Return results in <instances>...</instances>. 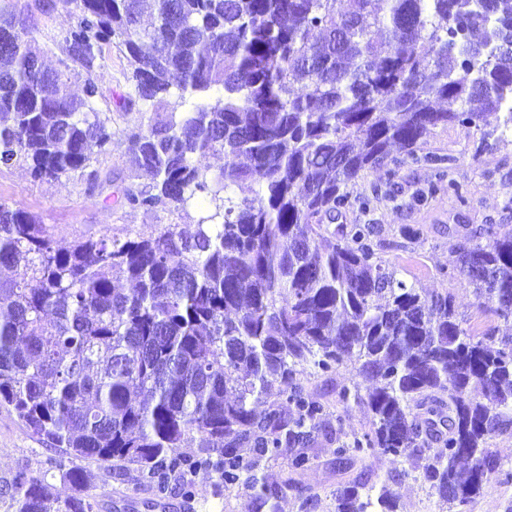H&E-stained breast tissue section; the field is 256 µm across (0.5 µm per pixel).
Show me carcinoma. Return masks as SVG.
Here are the masks:
<instances>
[{"mask_svg":"<svg viewBox=\"0 0 512 512\" xmlns=\"http://www.w3.org/2000/svg\"><path fill=\"white\" fill-rule=\"evenodd\" d=\"M80 13L65 52L84 94L33 45L30 0L0 7V167L33 180L86 172L112 140L93 105L94 62L113 45L153 112L128 136L132 208L208 204L192 233L166 224L56 244L0 199V405L58 452L59 483L25 469L0 480L8 512H95L82 462L137 465L158 498L169 473L207 469L226 485L294 449L286 487L323 439L346 474L369 455L422 463L448 508L500 470L489 444L512 432V339L462 327L452 293L427 294L377 260L375 224L324 219L351 204L370 168L399 165L439 125L495 117L512 131V0H59ZM224 155L212 173L198 163ZM249 195L232 193L245 183ZM456 250L480 306L512 322V235ZM117 280L132 285L120 291ZM351 362L344 386L370 429L326 427L298 367ZM268 404L264 414L255 405ZM196 441L204 456L176 449ZM336 512H396L386 487H336Z\"/></svg>","mask_w":512,"mask_h":512,"instance_id":"1","label":"carcinoma"}]
</instances>
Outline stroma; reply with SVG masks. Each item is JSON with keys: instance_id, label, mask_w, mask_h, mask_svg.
<instances>
[{"instance_id": "obj_1", "label": "stroma", "mask_w": 512, "mask_h": 512, "mask_svg": "<svg viewBox=\"0 0 512 512\" xmlns=\"http://www.w3.org/2000/svg\"><path fill=\"white\" fill-rule=\"evenodd\" d=\"M39 26L34 44L53 67L65 59L64 37L78 21L75 10L44 9L38 14ZM99 74L96 106L108 117L112 140L91 162L100 174L112 177L116 190L130 185L149 184V177H132L127 165V138L146 116V105L125 109L123 99L132 86L127 79L126 61L116 47L104 48L94 63ZM482 128L451 124L435 128L421 153L451 157L449 167L406 163L396 171L388 167L364 172L350 186L351 197L369 196L370 210L359 206L343 209L336 216L340 224H374L378 233L375 252L383 265L395 270L398 279L426 292L451 289L463 328L472 332L505 329L503 319L480 307L468 280L454 272L452 250L480 242L486 225L501 234L512 233V141L483 142ZM0 198L23 208L47 224L55 240L62 245L87 237H99L125 229L148 237L166 224H193L202 214L198 206L187 211L144 210L89 195L84 177L75 174L54 181L36 182L21 166L0 168ZM410 227L414 236L404 237ZM305 390L327 407L328 423L342 421L345 432L362 433L370 427L366 408L356 402H340L342 386L358 382L352 364L321 374L304 367L301 376ZM491 449L501 469L484 485L480 496L462 512H512V433L495 436ZM291 449H281L277 457L262 461L255 474H243L233 485L222 484L217 475L199 469L188 479L195 497H183L179 481H172L170 493L154 499L136 465L106 467L91 463L96 475L94 492L98 512H258L252 477L263 478L280 487L278 512H334V493L340 475L330 448L313 451L310 467L300 473V484L314 494L312 506H303L295 491L285 488ZM54 449L27 431L16 414L0 405V479L24 468L44 478L51 486L59 478L53 468ZM371 485L388 484L397 496V512H442L443 507L412 462L391 467L384 458L371 456L352 470Z\"/></svg>"}]
</instances>
